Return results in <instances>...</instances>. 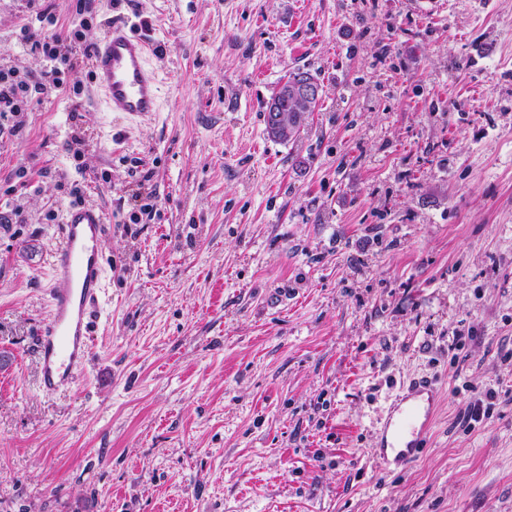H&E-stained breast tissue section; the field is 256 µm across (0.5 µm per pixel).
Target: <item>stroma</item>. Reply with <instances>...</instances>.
I'll use <instances>...</instances> for the list:
<instances>
[{"instance_id":"35a3bbf8","label":"stroma","mask_w":512,"mask_h":512,"mask_svg":"<svg viewBox=\"0 0 512 512\" xmlns=\"http://www.w3.org/2000/svg\"><path fill=\"white\" fill-rule=\"evenodd\" d=\"M76 4L0 0V64L41 72L21 27ZM91 11L88 41L118 18L162 46L160 107L108 111L83 64L80 104L0 118V512H512V0ZM297 67L323 96L279 143L260 107ZM71 184L109 218L105 273L92 361L48 394ZM417 376L440 404L389 473L371 448Z\"/></svg>"}]
</instances>
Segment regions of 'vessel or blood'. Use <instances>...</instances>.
I'll return each mask as SVG.
<instances>
[{
  "label": "vessel or blood",
  "mask_w": 512,
  "mask_h": 512,
  "mask_svg": "<svg viewBox=\"0 0 512 512\" xmlns=\"http://www.w3.org/2000/svg\"><path fill=\"white\" fill-rule=\"evenodd\" d=\"M149 39L112 20L88 61L91 78L109 111L142 117L159 109L158 82L148 67ZM107 217L98 206L69 204L63 213L62 244L53 253L49 313L39 332L37 383L46 393L71 387L91 362L92 314L104 272ZM440 392L434 381L411 380L389 408L372 449L385 466L402 468L425 447Z\"/></svg>",
  "instance_id": "1"
}]
</instances>
